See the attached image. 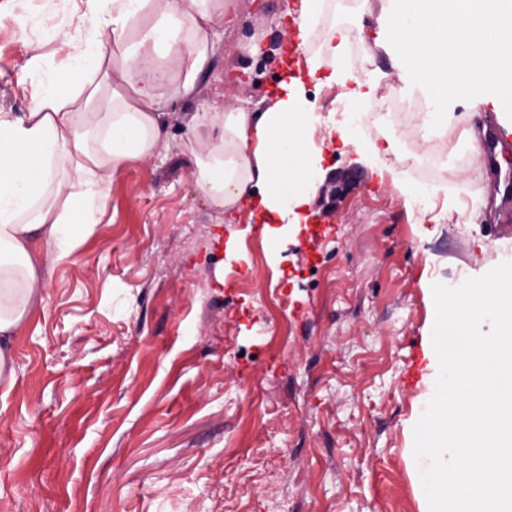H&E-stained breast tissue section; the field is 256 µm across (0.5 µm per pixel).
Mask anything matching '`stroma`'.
<instances>
[{
	"mask_svg": "<svg viewBox=\"0 0 512 512\" xmlns=\"http://www.w3.org/2000/svg\"><path fill=\"white\" fill-rule=\"evenodd\" d=\"M26 0V29L0 23V109L22 114L15 84L33 55L65 68L64 33L84 0ZM289 0H236L216 25L196 99L179 105L154 156L112 183L104 232L71 262L43 268L42 307L11 340L0 386V512H425L413 428L435 371L432 286L512 257L489 138L512 143V104L456 101V128L429 140L446 178L421 224L392 188L413 180L407 135L382 172L355 146L323 151L308 223L269 235L229 222L197 189L182 152L198 103L273 89L252 63L255 32L287 47ZM379 0H328L325 26L350 30L356 73L389 70L373 48Z\"/></svg>",
	"mask_w": 512,
	"mask_h": 512,
	"instance_id": "1",
	"label": "stroma"
}]
</instances>
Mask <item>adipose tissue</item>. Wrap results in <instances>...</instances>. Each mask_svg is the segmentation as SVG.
<instances>
[{"label": "adipose tissue", "instance_id": "1", "mask_svg": "<svg viewBox=\"0 0 512 512\" xmlns=\"http://www.w3.org/2000/svg\"><path fill=\"white\" fill-rule=\"evenodd\" d=\"M376 47L390 57L405 97L429 110L422 132L452 123L450 103L491 90L512 103V0H381ZM325 0H293L295 71L254 109L235 101L217 112L198 104L184 149L197 187L222 212L248 223L301 224L324 181L327 125L308 84L338 86L349 104L375 99L385 78L356 75L350 33L323 28ZM84 50L65 82L41 58L17 82L29 96L17 116L0 111V385L12 383L7 339L37 304L45 262L61 263L98 231L112 179L150 159L167 124L164 106L193 98L212 50L216 17L234 23L235 0H86ZM122 51L105 67L107 45Z\"/></svg>", "mask_w": 512, "mask_h": 512}]
</instances>
